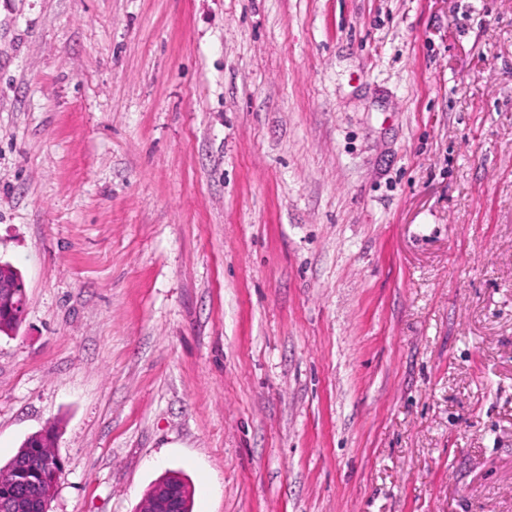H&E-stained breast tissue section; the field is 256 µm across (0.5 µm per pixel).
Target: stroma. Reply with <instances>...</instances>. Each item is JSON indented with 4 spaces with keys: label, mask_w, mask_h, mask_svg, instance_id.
Instances as JSON below:
<instances>
[{
    "label": "stroma",
    "mask_w": 512,
    "mask_h": 512,
    "mask_svg": "<svg viewBox=\"0 0 512 512\" xmlns=\"http://www.w3.org/2000/svg\"><path fill=\"white\" fill-rule=\"evenodd\" d=\"M1 260L49 512H512V0H0ZM17 281L21 288H24V280L18 276L11 280L0 279V312L11 315L19 324H21L26 315V293L20 292L18 295L14 288ZM26 445L27 442L25 439L12 459L21 456L27 461L29 467L38 469L53 456L52 433L47 436L42 446L43 448H25ZM61 471L62 464L59 457L56 455L52 460L47 462L39 472L36 487L41 491L43 498L49 502L52 501L56 494Z\"/></svg>",
    "instance_id": "35a3bbf8"
}]
</instances>
